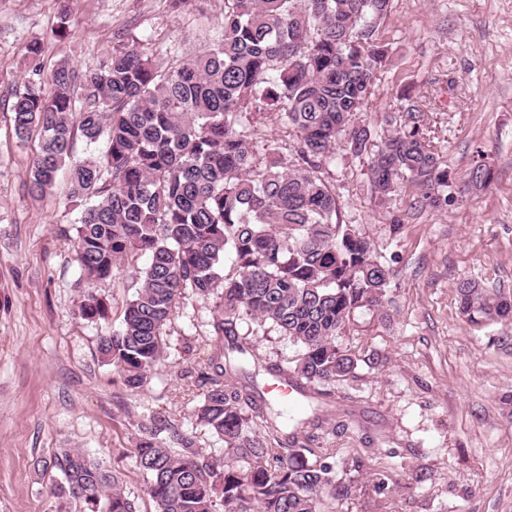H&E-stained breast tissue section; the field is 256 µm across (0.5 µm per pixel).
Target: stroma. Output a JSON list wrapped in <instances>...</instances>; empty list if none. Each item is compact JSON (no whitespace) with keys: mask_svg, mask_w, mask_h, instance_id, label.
I'll return each mask as SVG.
<instances>
[{"mask_svg":"<svg viewBox=\"0 0 512 512\" xmlns=\"http://www.w3.org/2000/svg\"><path fill=\"white\" fill-rule=\"evenodd\" d=\"M63 7L71 35L59 41L52 28ZM223 11L224 0H188L177 11L167 0H0V512H53L61 472L34 463H52L61 448L118 472L140 512H156L133 454L140 425L156 414L213 459L224 456L195 422L200 395L184 353L188 345L206 353L214 300L186 292L155 373L143 388H125L98 343L120 327L147 258L117 263L97 283L112 306L106 323L79 317L78 210L62 178L29 195L37 142L17 138L11 112L31 40H44L46 65L66 58L80 70L120 42L161 62L174 45L189 59L208 46ZM380 36L393 62L376 76L367 121L381 122L407 95L435 99V143L450 173L463 178L480 149L493 182L444 211L398 197L408 222L394 239L360 161L340 158L330 169L343 210L396 271L382 307L357 311L336 338L356 368L336 381L329 406L342 429L319 435L337 463L364 460L358 485L385 488L335 512H512V323L468 324L456 302L467 279L512 290V0H392Z\"/></svg>","mask_w":512,"mask_h":512,"instance_id":"stroma-1","label":"stroma"}]
</instances>
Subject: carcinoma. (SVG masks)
I'll use <instances>...</instances> for the list:
<instances>
[{"instance_id":"1","label":"carcinoma","mask_w":512,"mask_h":512,"mask_svg":"<svg viewBox=\"0 0 512 512\" xmlns=\"http://www.w3.org/2000/svg\"><path fill=\"white\" fill-rule=\"evenodd\" d=\"M391 0H224L210 48L190 61L168 47L159 65L121 44L98 68L68 61L42 78L45 45L26 46L30 70L13 95V127L38 138L28 190L42 195L69 170L81 208L74 251L89 282L117 262L149 256L119 330L100 337L102 359L129 388L146 384L186 290L219 298L214 347L191 371L201 390L197 424L224 441V460L203 455L171 419L154 415L134 448L156 512H333L355 481L333 453L314 448L329 423L318 409L288 419L251 370L241 324L270 325L300 348L292 365L270 363L264 379L293 382L300 397L334 395L356 368L336 336L360 308L382 304L395 270L344 219L326 169L344 153L367 159L363 176L387 208L410 192L445 210L456 195L487 189L482 158L456 182L430 137V100L407 104L381 125L362 118L377 73L391 62L379 28ZM275 112L288 142L259 154L249 112ZM105 138L99 158L74 159L76 137ZM231 255V264L224 262ZM468 322L512 320V292L472 280L456 288ZM106 296L87 289L80 317L106 322ZM53 496L86 512H137L121 478L79 448H64Z\"/></svg>"}]
</instances>
